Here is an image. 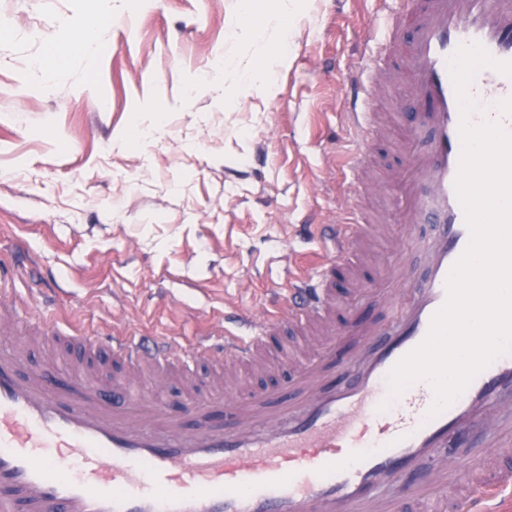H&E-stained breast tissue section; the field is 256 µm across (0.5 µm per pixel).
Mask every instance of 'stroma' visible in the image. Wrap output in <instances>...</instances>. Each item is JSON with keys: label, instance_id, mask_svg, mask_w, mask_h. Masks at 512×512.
Wrapping results in <instances>:
<instances>
[{"label": "stroma", "instance_id": "obj_1", "mask_svg": "<svg viewBox=\"0 0 512 512\" xmlns=\"http://www.w3.org/2000/svg\"><path fill=\"white\" fill-rule=\"evenodd\" d=\"M0 0V295L31 367L59 329L183 341L263 305L306 225L343 220L354 149L336 89L381 44L378 0ZM100 15L95 57L57 43ZM124 373L104 348L68 345L59 371ZM215 361L189 357L143 389L209 393Z\"/></svg>", "mask_w": 512, "mask_h": 512}]
</instances>
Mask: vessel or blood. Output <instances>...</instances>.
I'll return each instance as SVG.
<instances>
[{"label": "vessel or blood", "mask_w": 512, "mask_h": 512, "mask_svg": "<svg viewBox=\"0 0 512 512\" xmlns=\"http://www.w3.org/2000/svg\"><path fill=\"white\" fill-rule=\"evenodd\" d=\"M480 43L512 61V0H424L420 10L390 14L369 70L342 90L359 145L347 160L362 190L370 143L400 112L409 121L389 173L405 228L384 232L393 257L382 300L395 309L389 331L375 322L336 321L335 269L374 235L363 222L331 225L325 259L291 271L279 308L241 311L234 329L184 347L172 336L102 334L92 345L122 359L126 376L94 381L82 372L54 374L53 364L25 372L19 353L0 351V512H463L439 488L477 483L475 512H512V470L481 472L466 450L512 447V353L479 372L446 410L430 415L424 381L391 396L392 367L426 337L446 298L445 283L470 234L454 189L460 110L447 60L460 45ZM408 101L382 111L393 80ZM470 95L484 106L474 121H500L512 132V76L476 71ZM432 234L418 247L425 273L408 270L407 238ZM318 327L326 341L293 367L294 403L267 392L235 393L234 367L254 365L282 319ZM223 358L228 370L214 394L172 410L131 386L146 367L188 356ZM450 456H440L443 448Z\"/></svg>", "instance_id": "obj_1"}]
</instances>
